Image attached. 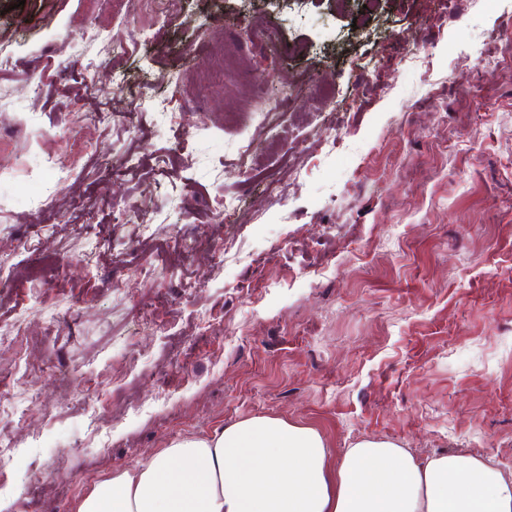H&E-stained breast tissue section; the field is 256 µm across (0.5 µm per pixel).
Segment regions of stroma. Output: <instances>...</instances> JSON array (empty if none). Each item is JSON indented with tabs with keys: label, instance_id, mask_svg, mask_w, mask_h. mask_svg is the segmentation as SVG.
<instances>
[{
	"label": "stroma",
	"instance_id": "stroma-1",
	"mask_svg": "<svg viewBox=\"0 0 512 512\" xmlns=\"http://www.w3.org/2000/svg\"><path fill=\"white\" fill-rule=\"evenodd\" d=\"M153 8L152 46L65 68L72 21L116 26L110 0H0V327H23L0 351V435L18 457L0 512H77L112 472L256 415L316 428L332 464L378 438L512 475V0H458L445 16L431 0ZM255 17L273 38H243ZM407 29L432 53L425 68L403 62ZM216 33L270 92L318 70L335 80L253 126L244 175L224 77L194 86ZM461 56L478 96L448 79ZM158 76L165 109L140 112L138 87ZM190 102L209 130L191 127ZM115 108L140 112L136 130L95 122ZM332 127L347 138L333 150ZM125 157L135 168L113 179ZM266 175L287 197H265ZM224 196L245 206L218 224ZM155 205L159 223L112 221ZM227 243L246 261L216 265Z\"/></svg>",
	"mask_w": 512,
	"mask_h": 512
}]
</instances>
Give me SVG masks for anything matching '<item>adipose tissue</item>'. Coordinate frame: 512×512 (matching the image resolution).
Segmentation results:
<instances>
[{"label":"adipose tissue","instance_id":"obj_1","mask_svg":"<svg viewBox=\"0 0 512 512\" xmlns=\"http://www.w3.org/2000/svg\"><path fill=\"white\" fill-rule=\"evenodd\" d=\"M78 512H512V478L467 453L420 458L372 438L332 467L314 427L252 416L113 473Z\"/></svg>","mask_w":512,"mask_h":512}]
</instances>
